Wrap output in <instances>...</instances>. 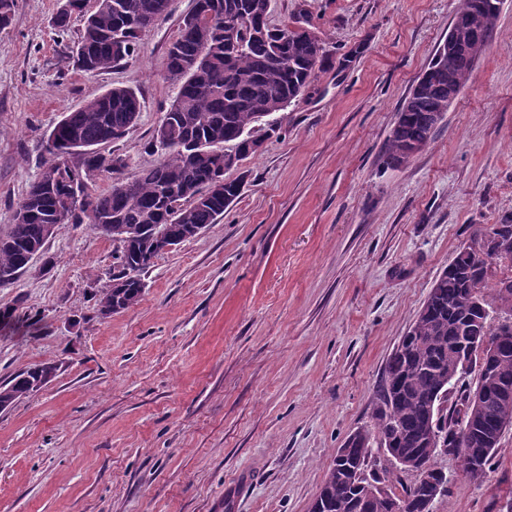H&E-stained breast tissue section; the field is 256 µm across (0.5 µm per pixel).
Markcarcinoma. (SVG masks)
Masks as SVG:
<instances>
[{
    "label": "carcinoma",
    "mask_w": 512,
    "mask_h": 512,
    "mask_svg": "<svg viewBox=\"0 0 512 512\" xmlns=\"http://www.w3.org/2000/svg\"><path fill=\"white\" fill-rule=\"evenodd\" d=\"M53 18L59 31L72 18L83 22L76 48L67 53L76 68L96 74L115 68L133 57L140 38V19L159 20L169 8L167 0H68ZM269 0H193L180 21L166 63L167 79L177 94L165 112L168 135L153 132L150 146L161 150L157 162L128 174V159L109 146L122 138L140 119L141 102L136 91L112 87L84 101L61 116L54 125L51 155L81 144L71 166L58 174L49 188L36 190L31 183L23 197L29 215L0 234V277L18 280L29 271L28 253L45 246L60 224H88L112 240L113 271L109 283L98 290L97 308L112 307L121 313L137 306L144 284L141 275L150 261L164 252L166 241L154 238L152 226L163 224L168 238L182 240L190 229L206 228L224 215L240 195L247 172L243 162L255 154L250 149L252 130L261 119L280 112L310 88L316 71L329 61L320 36L311 30L282 39L289 26L268 23ZM501 0H460L450 25L460 47L439 43L427 67L426 77L414 85L399 108L395 127L384 144V163L397 167L414 148L429 145L440 129L434 115L448 111V89L469 79L474 60L466 49L476 35L492 39L500 15ZM235 13L243 21L237 43L224 40L216 18ZM239 176L228 180L229 171ZM111 185L98 190L97 180ZM131 188L118 187L122 180ZM83 185V196L70 199L72 184ZM112 226L108 233L102 225ZM484 230H476L456 251V267L443 269L435 280L427 314L416 319L405 338V351L387 361L384 379L368 431L392 440L406 456L420 462L415 472H403L372 457L355 434H350L329 466L320 488L318 512H388L387 501L361 500L359 474L373 469L374 481L389 487L403 499L408 512L434 496L442 480L434 455L426 448L424 430L432 413L444 405L436 427L449 438L452 455L461 459L473 478L485 475L500 441L489 443L505 422L512 423V403L491 394L477 409L467 406L470 386L448 382L460 360L459 344L467 336H494L496 320L512 315V255L502 256L488 267L479 256ZM493 369L501 382L512 386V340L496 345ZM57 364H33L0 386V405L11 406L48 383Z\"/></svg>",
    "instance_id": "carcinoma-1"
}]
</instances>
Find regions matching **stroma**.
Masks as SVG:
<instances>
[{"label": "stroma", "mask_w": 512, "mask_h": 512, "mask_svg": "<svg viewBox=\"0 0 512 512\" xmlns=\"http://www.w3.org/2000/svg\"><path fill=\"white\" fill-rule=\"evenodd\" d=\"M459 0H270L271 25L305 14L335 64L253 134L261 150L217 224L160 254L140 303L99 315L111 240L61 225L52 265L0 287L22 323L0 330V384L58 365L0 411V512H310L338 448L369 426L386 362L457 248L512 213V0L435 140L397 168L383 146ZM59 0H16L0 30V233L66 112L135 90L113 143L132 166L176 89L166 52L192 0H172L136 56L88 75L62 48ZM448 478L433 512H507L512 428L490 469Z\"/></svg>", "instance_id": "obj_1"}]
</instances>
